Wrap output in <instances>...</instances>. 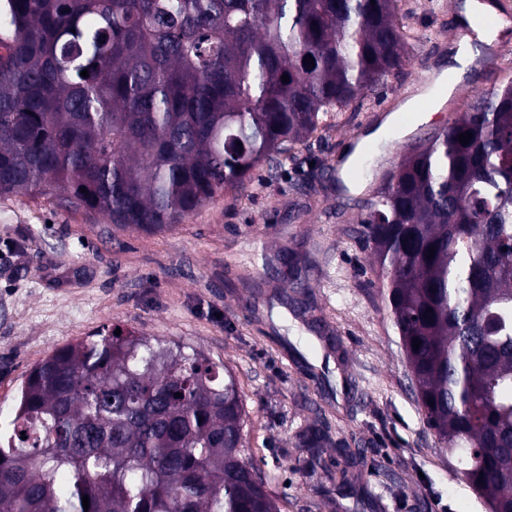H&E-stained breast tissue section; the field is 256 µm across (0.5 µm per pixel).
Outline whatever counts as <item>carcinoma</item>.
Masks as SVG:
<instances>
[{"instance_id":"1","label":"carcinoma","mask_w":512,"mask_h":512,"mask_svg":"<svg viewBox=\"0 0 512 512\" xmlns=\"http://www.w3.org/2000/svg\"><path fill=\"white\" fill-rule=\"evenodd\" d=\"M400 2L0 0V196L156 230L244 194L405 65ZM354 202L427 428L512 512V79ZM282 264L305 293L309 263ZM244 414L233 375L179 345L70 343L0 426V512H280Z\"/></svg>"}]
</instances>
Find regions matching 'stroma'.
I'll use <instances>...</instances> for the list:
<instances>
[{
	"label": "stroma",
	"mask_w": 512,
	"mask_h": 512,
	"mask_svg": "<svg viewBox=\"0 0 512 512\" xmlns=\"http://www.w3.org/2000/svg\"><path fill=\"white\" fill-rule=\"evenodd\" d=\"M421 38L368 106L296 147V162L257 170L246 196L220 194L183 223L146 232L47 199L0 197V424L28 372L53 351L119 325L226 366L245 410L247 455L281 512H488L425 425L400 339L382 303L350 198L328 181L315 207L297 188L335 166L456 52L460 0H405ZM443 111L412 123L391 150L362 156L392 169L415 141L463 111L495 75L476 63ZM313 253L308 305L253 258ZM324 437L312 468L307 430Z\"/></svg>",
	"instance_id": "1"
}]
</instances>
